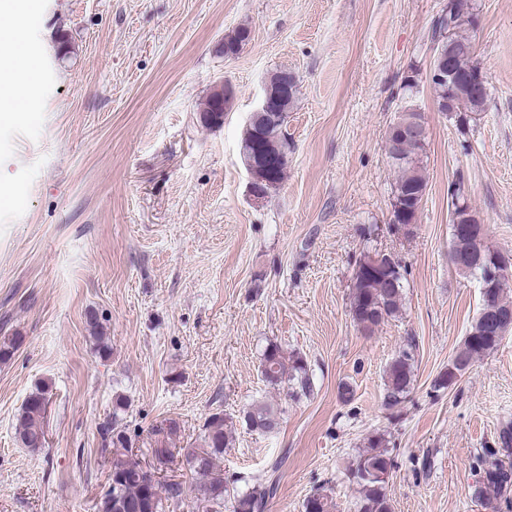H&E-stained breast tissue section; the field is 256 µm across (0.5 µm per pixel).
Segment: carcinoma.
Returning <instances> with one entry per match:
<instances>
[{"label":"carcinoma","instance_id":"cac0c4a2","mask_svg":"<svg viewBox=\"0 0 512 512\" xmlns=\"http://www.w3.org/2000/svg\"><path fill=\"white\" fill-rule=\"evenodd\" d=\"M446 23L438 26V36L453 45L452 68L460 77L483 72L481 64L474 59L475 49L465 32L476 23V16L468 0H448L442 10ZM250 40V30L239 27L224 37V56L237 55ZM268 83L279 93L280 107L275 120L265 123H249L243 130L240 140V155L245 159L259 147L270 144L284 153L288 152V137L285 131L288 111L297 90L294 74H288L283 81L282 72L273 74ZM438 110L446 112L456 122L464 125L473 120V115L485 110L489 95L480 97L470 94L461 96L451 92L448 83L435 82ZM235 92L226 95L212 91L207 96L201 112L213 117V105L224 100L226 110H231ZM410 120L423 121L421 113L406 109L399 113L388 130L395 145L387 151L392 166L398 170V177L392 189L390 224H413L427 190L424 156L427 140L404 135L400 124ZM287 162L277 161L271 173L274 180L261 187L264 194L282 184L286 176ZM374 256L364 252L355 262L352 283L350 313L353 321L362 332L371 335L388 319L396 316L401 308L404 272L395 277V286L376 279L373 273ZM507 280L503 279L492 286L491 303L499 311L511 308L512 302L504 297ZM502 325L491 323L479 316L471 324L467 335L455 352L453 360L470 368L480 357L492 352L500 344ZM22 344V337L11 336L0 341V363L12 359ZM415 345L411 342L399 351L386 371L385 407L394 409L400 406L410 390L413 381ZM261 373L265 382L272 387H287L291 394L309 395L313 383L309 375L306 359L298 354L286 355L281 344L267 343L261 359ZM49 386L35 387L26 398L16 418V433L22 445L33 451L43 448L46 442L45 405L50 402ZM126 409L123 396L114 398L112 422L104 425L103 436L106 445L115 448L109 475V487L101 496L98 512H162L163 501H177L183 494L179 482L160 484L144 470L142 461L129 452L130 438L119 423V415ZM242 421L253 430L270 433L280 427L281 413L266 402H256L243 411ZM229 435L226 431L224 413L216 412L208 416L202 426L200 444L195 448H181L176 452L163 448L158 452V461L166 463V458L180 455L181 464L191 473L201 475L207 482L200 486L204 500L210 503L212 512L224 507V497L233 496V512H265L269 499L276 494L275 485L269 484L245 493L231 491L221 469V458L227 447ZM498 448H488L478 458L479 479L475 495L485 500L489 512H512V464H505L497 458L498 449L512 448V426L502 429L497 439ZM394 469L393 459L388 451V440L378 434L367 439L364 448L356 456L349 469V479L358 486L360 498L358 512H391L385 488ZM303 512H335L336 504L332 496L322 491L308 495L302 505Z\"/></svg>","mask_w":512,"mask_h":512}]
</instances>
